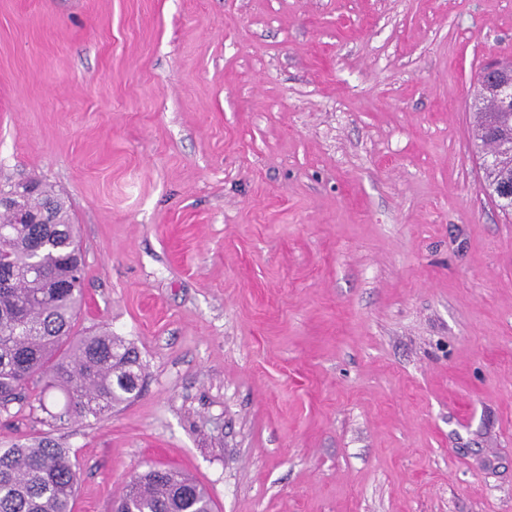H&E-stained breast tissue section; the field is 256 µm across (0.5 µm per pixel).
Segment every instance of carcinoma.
Instances as JSON below:
<instances>
[{"label": "carcinoma", "mask_w": 512, "mask_h": 512, "mask_svg": "<svg viewBox=\"0 0 512 512\" xmlns=\"http://www.w3.org/2000/svg\"><path fill=\"white\" fill-rule=\"evenodd\" d=\"M487 178L512 180V153ZM0 199V406L32 398L45 410L56 389L64 402L52 417L97 420L139 393V352L110 331L72 338L83 259L65 200L37 179L0 187ZM79 479L67 448H0V512H72ZM116 502L117 512H213L202 485L166 468L135 473Z\"/></svg>", "instance_id": "1"}]
</instances>
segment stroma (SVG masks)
I'll return each instance as SVG.
<instances>
[{
	"label": "stroma",
	"instance_id": "1",
	"mask_svg": "<svg viewBox=\"0 0 512 512\" xmlns=\"http://www.w3.org/2000/svg\"><path fill=\"white\" fill-rule=\"evenodd\" d=\"M512 0H0V186L80 226L74 333L140 393L69 449L74 512L133 473L214 512H512V215L472 84Z\"/></svg>",
	"mask_w": 512,
	"mask_h": 512
}]
</instances>
